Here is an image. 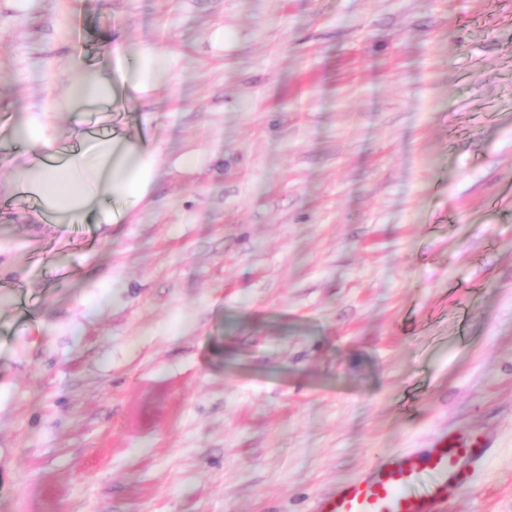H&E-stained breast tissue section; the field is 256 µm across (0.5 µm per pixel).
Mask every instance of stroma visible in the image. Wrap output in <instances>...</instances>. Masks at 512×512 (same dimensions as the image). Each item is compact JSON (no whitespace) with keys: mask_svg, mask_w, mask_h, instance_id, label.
<instances>
[{"mask_svg":"<svg viewBox=\"0 0 512 512\" xmlns=\"http://www.w3.org/2000/svg\"><path fill=\"white\" fill-rule=\"evenodd\" d=\"M0 0V126L119 39L169 79L58 113L157 149L120 224L0 179V512H312L493 451L512 512V0ZM490 448L484 436L449 433L425 455L378 457L367 475L320 497L313 512H444L449 490L471 484Z\"/></svg>","mask_w":512,"mask_h":512,"instance_id":"1","label":"stroma"}]
</instances>
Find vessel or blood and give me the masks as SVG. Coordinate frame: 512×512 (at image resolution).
<instances>
[{"label": "vessel or blood", "mask_w": 512, "mask_h": 512, "mask_svg": "<svg viewBox=\"0 0 512 512\" xmlns=\"http://www.w3.org/2000/svg\"><path fill=\"white\" fill-rule=\"evenodd\" d=\"M490 448L485 437L452 433L426 454L377 458L367 475L320 497L313 512H445L449 490L471 484Z\"/></svg>", "instance_id": "vessel-or-blood-1"}]
</instances>
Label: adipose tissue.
<instances>
[{
    "label": "adipose tissue",
    "mask_w": 512,
    "mask_h": 512,
    "mask_svg": "<svg viewBox=\"0 0 512 512\" xmlns=\"http://www.w3.org/2000/svg\"><path fill=\"white\" fill-rule=\"evenodd\" d=\"M114 54L124 83L141 94L155 89L174 64L167 53L149 47L132 51L120 44ZM114 93L111 77L78 73L68 80L66 107L74 112L93 104L107 105ZM57 112L56 102L45 101L25 112L22 121L7 132L14 145L8 158L9 183L35 197L36 223L74 224L95 210L102 223H120L152 185L158 165L156 151L115 134L57 156L52 150L57 139ZM107 192L116 199V206L104 205Z\"/></svg>",
    "instance_id": "1"
}]
</instances>
